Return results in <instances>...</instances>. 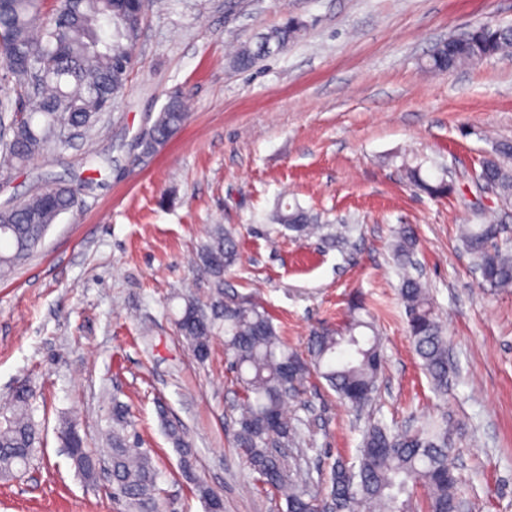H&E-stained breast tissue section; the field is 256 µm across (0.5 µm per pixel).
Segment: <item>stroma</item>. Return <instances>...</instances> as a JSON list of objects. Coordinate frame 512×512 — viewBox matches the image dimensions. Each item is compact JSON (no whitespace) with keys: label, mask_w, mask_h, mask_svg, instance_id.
<instances>
[{"label":"stroma","mask_w":512,"mask_h":512,"mask_svg":"<svg viewBox=\"0 0 512 512\" xmlns=\"http://www.w3.org/2000/svg\"><path fill=\"white\" fill-rule=\"evenodd\" d=\"M299 19L300 36L249 71L230 54ZM493 21L512 24V0H163L146 14L128 87L99 130L0 171V204L51 181L86 182L77 208L0 278V405L19 382L35 393L41 454L18 479H0V512H123L106 479L86 483L57 438L78 415L91 446L104 441L113 400L127 403L159 473L170 512H204L185 483L166 424L179 426L224 512H286L233 443L243 394L223 337L195 359L176 320L215 282L194 263L212 225L241 228V262L227 291L258 297L283 341L305 352L318 325L342 324L360 298L381 337L373 402L356 412L310 375L288 408L310 437L303 467L323 492L336 459L353 462L368 423L393 429L447 419L465 512H512V290L483 283L458 227L478 208L512 205L479 188L496 142L512 140V58L445 74L423 63L433 47ZM190 105L158 154L139 136L171 92ZM452 184L434 199L405 167ZM318 212L350 244L275 232L281 202ZM412 225L417 272L433 297L457 367L437 395L406 333L392 256ZM166 417H159L158 407Z\"/></svg>","instance_id":"obj_1"}]
</instances>
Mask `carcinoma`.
Segmentation results:
<instances>
[{"label": "carcinoma", "mask_w": 512, "mask_h": 512, "mask_svg": "<svg viewBox=\"0 0 512 512\" xmlns=\"http://www.w3.org/2000/svg\"><path fill=\"white\" fill-rule=\"evenodd\" d=\"M147 7L142 0H54L51 16L42 0H0V61L14 78L16 88H31L21 110L10 113L9 101L0 102V168H17L48 149L64 144L61 131H91L100 115L124 93L132 66V49L139 40L138 25ZM303 25L291 18L260 37L256 46L237 49L231 64L249 70L273 47L284 50ZM512 53V25L482 24L447 42L438 43L424 67L446 73L487 58ZM188 119L182 93L175 91L161 108L151 129L154 137L140 141L146 154L160 151ZM406 175L424 193L440 198L451 191L445 179L432 184L420 169ZM477 181L493 189L505 203L512 202V141L496 144L484 160ZM78 187L52 183L37 194L0 209V276L28 256L50 226L74 209ZM276 221L298 236L322 228L318 215L299 204L280 206ZM500 225L488 217L481 224H466L459 240L472 258L484 283L512 288V248L498 242ZM417 237L412 227L399 228L393 253L399 269L414 264ZM240 261L234 233L221 225L197 254L198 270L216 282ZM400 296L405 307L408 337L432 387L448 394L453 366L428 290L408 274L402 276ZM350 305V319L340 328L312 330L307 353L289 348L272 319L258 302L226 292L207 306L185 303L178 329L194 357L203 362L212 340L224 333V347L232 356L236 380L243 394L236 419L235 445L252 472L283 494L287 512H414L413 497L424 493L426 512H454L460 504L458 478L448 445V421L415 431L390 432L370 423L363 433L356 462H337L324 494L306 489L300 468L288 464L289 450L303 451L306 436L299 419L285 411L310 374L317 372L353 410L374 400L383 367L380 339L372 322ZM33 395L17 386L0 408V478L24 472L41 446V434L32 415ZM105 448L92 449L78 429V419L60 420L58 440L67 449L75 472L87 482L99 477L97 462L105 455L112 464V499L128 512H158L161 508L158 472L150 449L141 447L128 407L112 400ZM167 436L180 454L181 475L196 497L209 509L218 497L200 476L196 456L180 429L171 425Z\"/></svg>", "instance_id": "carcinoma-1"}]
</instances>
